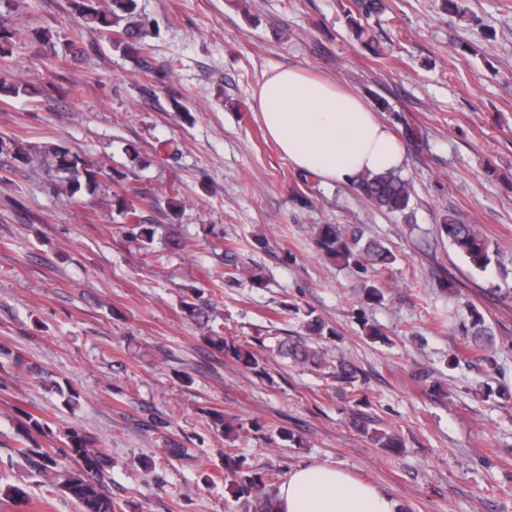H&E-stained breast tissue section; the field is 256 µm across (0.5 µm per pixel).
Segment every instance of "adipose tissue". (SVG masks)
I'll return each mask as SVG.
<instances>
[{
	"label": "adipose tissue",
	"mask_w": 512,
	"mask_h": 512,
	"mask_svg": "<svg viewBox=\"0 0 512 512\" xmlns=\"http://www.w3.org/2000/svg\"><path fill=\"white\" fill-rule=\"evenodd\" d=\"M254 99L267 132L298 171L349 184L404 161L400 137L362 97L310 71L270 69ZM277 512H398V503L342 468L312 464L289 473Z\"/></svg>",
	"instance_id": "obj_1"
}]
</instances>
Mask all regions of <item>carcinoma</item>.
<instances>
[{
	"instance_id": "carcinoma-1",
	"label": "carcinoma",
	"mask_w": 512,
	"mask_h": 512,
	"mask_svg": "<svg viewBox=\"0 0 512 512\" xmlns=\"http://www.w3.org/2000/svg\"><path fill=\"white\" fill-rule=\"evenodd\" d=\"M72 5L87 26L111 36L113 43L127 55L135 57L146 51V33L134 20L136 0H109L104 10L97 8L93 0H72ZM353 5L354 10L348 11V18L356 37L366 39V45L374 55H382L383 51L374 45L364 22L385 13L387 7L384 0H353ZM27 92L28 87L16 83L5 72L0 74V96L16 97ZM1 155L15 161L18 168L31 164L35 159L52 168L56 172V180L51 183L52 191L59 194L74 196L82 190L93 194L101 187L102 179L109 176L105 165L88 161L60 144L29 147L15 138L0 137ZM357 188L374 207L393 214L405 213L413 195L411 181L396 170L364 175ZM110 205L126 220L125 234L131 242L145 246L154 241L157 225L144 223L133 201L116 197ZM443 231L475 271H485L492 258L497 256L476 225L467 224L453 214L443 218ZM315 243L320 252L345 264L352 260L387 266L396 260L392 251L382 243L375 240L364 242L358 231L340 224L320 225ZM200 329L202 337L210 344L227 352L239 365L257 374L265 373L260 366L259 352L255 349L257 345L295 365L327 367L325 352L318 339L332 333V329L318 318L304 325L303 335L278 339L273 346H267L261 340L254 345L248 341L228 339L220 328L207 320L201 322ZM461 335L465 339L467 355L454 356L452 364L457 366L463 363L478 373L481 367L493 362L497 351L495 334L478 308L468 307L467 320L461 324ZM358 378L356 366L343 357L336 359V379L353 390ZM354 426L390 453H399L403 449L401 439L393 432L371 429L364 419L355 421ZM21 427L30 439L50 432L49 424L32 413L25 414ZM64 438L63 453L74 463L71 469L61 468L57 459L36 442L21 450V454L32 468L47 478L53 490L74 501L79 512H123L121 505L107 491L108 461L99 448V441L76 430L67 431ZM280 474L281 471L275 469L260 471L247 464L245 459L230 452L224 453V484L240 501L245 512H275L276 496L272 490Z\"/></svg>"
}]
</instances>
